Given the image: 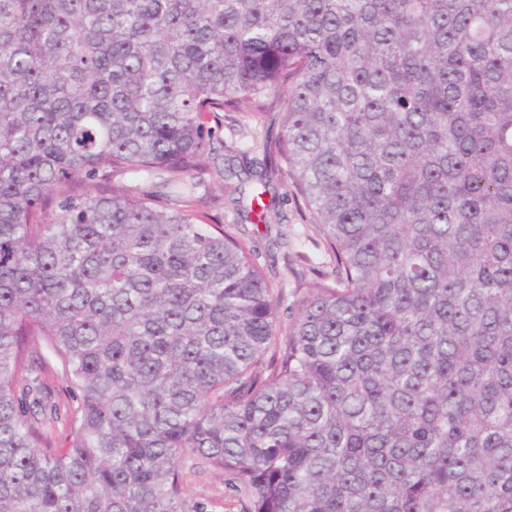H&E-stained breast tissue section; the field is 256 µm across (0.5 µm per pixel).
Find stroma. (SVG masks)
<instances>
[{"instance_id": "35a3bbf8", "label": "stroma", "mask_w": 512, "mask_h": 512, "mask_svg": "<svg viewBox=\"0 0 512 512\" xmlns=\"http://www.w3.org/2000/svg\"><path fill=\"white\" fill-rule=\"evenodd\" d=\"M266 133L260 117L235 111L223 125L213 126L210 141L224 156L233 158L235 166L248 168L261 161ZM195 183L194 195L200 199L202 211L233 228L256 253L280 294L279 321L288 324L299 286L298 273L315 268L328 274L334 267L320 233L305 219L301 200L280 186L265 217L244 218L237 209L249 207L257 182L242 184L233 179L219 183L203 175ZM181 466L189 502L201 504L206 512H241L243 498L231 488L223 472L197 469L188 459Z\"/></svg>"}]
</instances>
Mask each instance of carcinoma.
<instances>
[{"instance_id":"carcinoma-1","label":"carcinoma","mask_w":512,"mask_h":512,"mask_svg":"<svg viewBox=\"0 0 512 512\" xmlns=\"http://www.w3.org/2000/svg\"><path fill=\"white\" fill-rule=\"evenodd\" d=\"M244 107L336 261L284 332L186 185ZM184 458L243 512H512V0H0V512H204ZM181 466L186 477L188 501L200 503L206 512H241L242 496L230 486L231 481L222 471L194 468L191 460L185 459Z\"/></svg>"}]
</instances>
